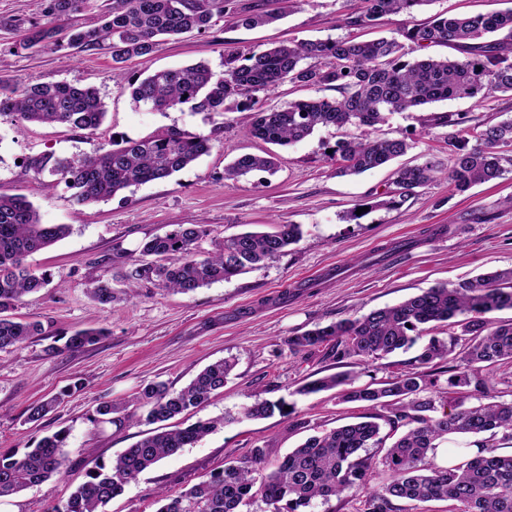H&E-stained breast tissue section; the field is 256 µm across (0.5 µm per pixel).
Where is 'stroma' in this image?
Returning <instances> with one entry per match:
<instances>
[{
    "mask_svg": "<svg viewBox=\"0 0 512 512\" xmlns=\"http://www.w3.org/2000/svg\"><path fill=\"white\" fill-rule=\"evenodd\" d=\"M44 7V0H0V79L95 87L107 116L93 133L50 124L22 129L12 116H0V195L25 196L42 223L70 227L64 239L29 259L37 273L50 277L48 288L26 296L12 312L15 319L40 323L43 335L0 353V451H25L34 440L63 429L67 458L61 475L0 500V512H49L66 502L96 463L111 461L153 433L154 424L143 420L120 429L94 425L99 402L131 399L153 382L180 390L221 359L234 363L223 389L184 419L167 421V428L234 414L258 399L284 400L289 413L243 419L207 435L140 473L104 512H156L158 491H187L256 447L265 448L268 463H275L308 436L367 412L364 404L342 401L332 391L299 394L304 382L341 367L324 346L291 351L290 337L397 304L438 284L512 267L507 204L512 171L463 194L454 193L447 181L430 183L390 206L397 194L394 166L340 177L327 156L337 141L356 135V128L323 127L301 142L273 149L247 134L246 112L218 115L187 106L151 110L113 82L107 49L16 47V28L44 23ZM357 7L356 0H301L277 24L250 30L217 16L205 32L159 39L151 54L128 62L127 74L201 60L220 72L229 49L247 55L279 41L389 36L402 23L391 16L373 29L351 26L347 19ZM509 8L512 0H433L414 19ZM448 112L464 113L469 128H481L512 114V94L449 100L422 111ZM419 114L389 115L373 133L407 138L411 148L400 164L431 162L447 170L453 130L421 124ZM169 129L209 136L213 147L170 178L93 205L78 204L65 183H50L28 167L38 154L79 157L115 135L140 139ZM269 150L278 155L274 173L225 180L224 167L232 160ZM359 207L363 216L352 219ZM178 224L207 225L209 234L199 243L204 251L225 236L271 224L300 225L302 238L261 268L190 294L145 284L109 305L90 298L96 280L118 278L145 239ZM89 327L106 334L95 345L65 350L71 334ZM59 394L64 400L54 411L39 422H26L31 403Z\"/></svg>",
    "mask_w": 512,
    "mask_h": 512,
    "instance_id": "obj_1",
    "label": "stroma"
}]
</instances>
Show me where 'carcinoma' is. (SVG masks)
<instances>
[{
  "mask_svg": "<svg viewBox=\"0 0 512 512\" xmlns=\"http://www.w3.org/2000/svg\"><path fill=\"white\" fill-rule=\"evenodd\" d=\"M298 2L275 0L276 8L255 13L234 0H109L96 27L74 28L63 35L51 24L35 26L20 32L16 44L23 49L50 43L81 50L106 46L112 53L113 80L130 90L135 102L158 112L187 104L199 112H231L242 105L241 98L250 100L253 94L269 92L287 80L338 93L333 99L297 101L285 108L247 107L253 112L248 134L279 146L300 142L322 127L373 128L395 112H413L451 99L512 93V9L480 15L437 14L424 23L412 21L419 7L434 0H358L360 10L349 18L350 24L366 26L389 16L406 17L395 36L288 42L247 56L228 52L220 73L200 62L157 70L142 79L125 76V63L153 52L159 37L200 33L211 26L214 16L227 10L235 24L244 28L270 24ZM88 3L46 0L45 17L53 21L70 16ZM498 32L504 37L486 41ZM400 36L413 51L455 44L462 56L409 59ZM2 114L14 116L21 127L61 124L93 133L102 126L106 110L92 86L20 85L0 79ZM441 120L457 128L448 139L453 155L448 182L455 191L464 193L512 169V117L473 133L466 130L465 116L459 112ZM410 148L404 138L362 136L338 142L329 158L336 162L337 175H357L389 163ZM211 149L210 137L171 129L140 140H114L77 158L40 154L30 159L29 167L65 183L75 190L76 201L85 205L108 200L131 186L168 178ZM274 169L272 155L246 154L224 167V180ZM438 173L430 162L399 169V197L435 180ZM68 233L66 224L42 223L38 210L25 197L0 195V352L42 333L41 324L16 321L7 313L50 283L46 274L31 269L27 258ZM205 235L204 224H180L146 240L139 257H130L121 281L129 289L144 283L189 294L280 257L299 242L301 229L297 224H277L270 231H244L202 254L197 243ZM90 294L102 305L119 298L109 279L98 280ZM502 310H512V267L452 286L428 288L396 305L288 338V348L295 353L326 345L340 364L407 350L423 326H448V338L431 337L415 357L414 367L390 381L357 386L356 373L342 372L308 381L298 389L301 394L337 390L344 400L379 406L382 413L307 438L269 473L262 467L265 449L255 448L185 492L160 493L157 512H241V506L255 499L273 507V512H309L314 502L327 504L353 490L362 494L360 512H402V501L431 499L447 501L448 512H512V454L498 455L477 439L473 446L478 453L472 457L462 454L446 466L428 462V455L450 435H499L512 442V400L495 399L494 383L485 374L497 364L512 363V319L492 322L487 318ZM102 335L101 329L78 331L68 337L65 349H83ZM232 369L233 364L224 359L205 367L178 391L155 382L130 401H102L92 423L130 424L138 420L139 409L149 422L168 421L207 402L224 388ZM445 373L448 391L443 392L438 381ZM471 398L476 402H469ZM60 402L56 396L30 405L26 420L43 419ZM277 410H283L280 401H256L236 415L147 436L109 463L96 464L69 499L48 512H103L144 470L226 424L240 418H266ZM383 424L399 437L381 459L390 472L388 481L374 485L373 461L367 451L383 442ZM66 447L67 434L59 430L21 455L0 452V498L16 496L61 474Z\"/></svg>",
  "mask_w": 512,
  "mask_h": 512,
  "instance_id": "1",
  "label": "carcinoma"
}]
</instances>
